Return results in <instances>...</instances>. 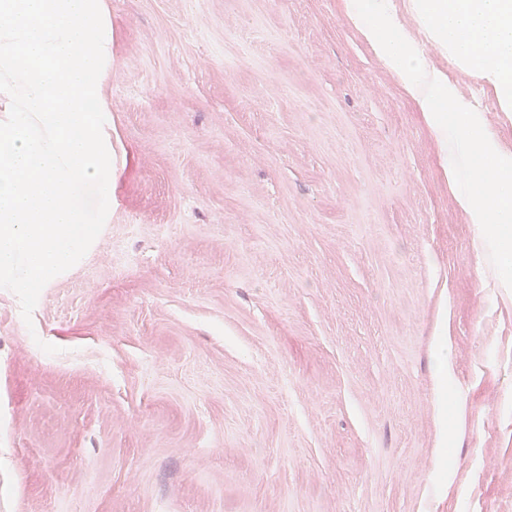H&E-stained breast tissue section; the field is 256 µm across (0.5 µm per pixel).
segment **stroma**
Instances as JSON below:
<instances>
[{"mask_svg": "<svg viewBox=\"0 0 512 512\" xmlns=\"http://www.w3.org/2000/svg\"><path fill=\"white\" fill-rule=\"evenodd\" d=\"M344 2L104 0L112 202L32 325L0 289V512H512V290Z\"/></svg>", "mask_w": 512, "mask_h": 512, "instance_id": "1", "label": "stroma"}]
</instances>
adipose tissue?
Returning <instances> with one entry per match:
<instances>
[{"mask_svg":"<svg viewBox=\"0 0 512 512\" xmlns=\"http://www.w3.org/2000/svg\"><path fill=\"white\" fill-rule=\"evenodd\" d=\"M435 41L462 69L493 90L512 112V0H415Z\"/></svg>","mask_w":512,"mask_h":512,"instance_id":"obj_1","label":"adipose tissue"}]
</instances>
